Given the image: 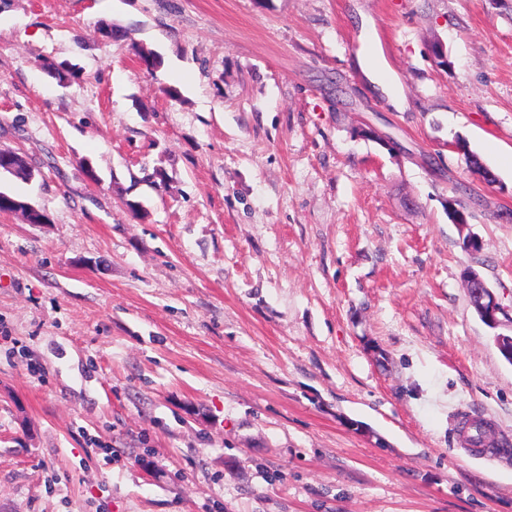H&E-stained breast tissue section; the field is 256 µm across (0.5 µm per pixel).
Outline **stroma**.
I'll return each instance as SVG.
<instances>
[{"instance_id":"35a3bbf8","label":"stroma","mask_w":512,"mask_h":512,"mask_svg":"<svg viewBox=\"0 0 512 512\" xmlns=\"http://www.w3.org/2000/svg\"><path fill=\"white\" fill-rule=\"evenodd\" d=\"M0 149V512H512V0H0ZM359 64L365 76L383 93H391V83L387 79L388 66L378 54L359 56ZM42 69L60 85L71 83L78 75L74 67H69L66 62H56L53 59H44ZM464 282L466 288H479L474 296V307L482 321L494 328L499 326L498 315L502 313L503 309L493 291L483 283L481 276L474 270L468 271ZM470 425L478 431L477 437L467 435L468 441L473 447L492 448L496 455L510 457L512 443L503 434H496L492 426L482 419L468 420Z\"/></svg>"}]
</instances>
